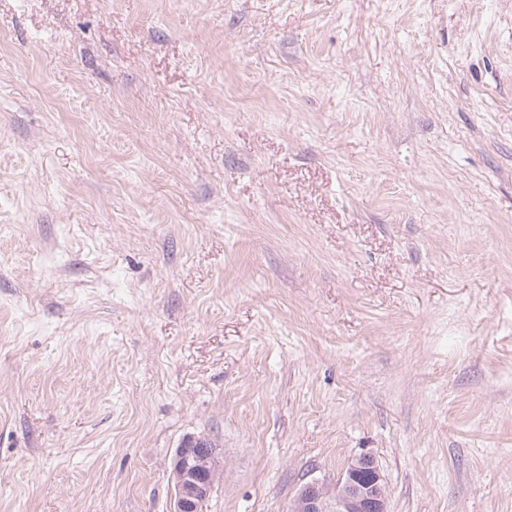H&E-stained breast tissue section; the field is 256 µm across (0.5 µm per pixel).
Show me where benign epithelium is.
I'll use <instances>...</instances> for the list:
<instances>
[{
	"mask_svg": "<svg viewBox=\"0 0 512 512\" xmlns=\"http://www.w3.org/2000/svg\"><path fill=\"white\" fill-rule=\"evenodd\" d=\"M219 471V452L205 438H190L173 459L174 512H204ZM288 512H388L384 479L375 458L362 454L332 487L305 484Z\"/></svg>",
	"mask_w": 512,
	"mask_h": 512,
	"instance_id": "benign-epithelium-1",
	"label": "benign epithelium"
}]
</instances>
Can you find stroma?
<instances>
[{"instance_id":"stroma-1","label":"stroma","mask_w":512,"mask_h":512,"mask_svg":"<svg viewBox=\"0 0 512 512\" xmlns=\"http://www.w3.org/2000/svg\"><path fill=\"white\" fill-rule=\"evenodd\" d=\"M512 512V0H0V512ZM219 471V452L205 438H189L173 459L174 512H203ZM289 512H388L384 479L375 458L352 459L332 487L305 484L288 505Z\"/></svg>"}]
</instances>
